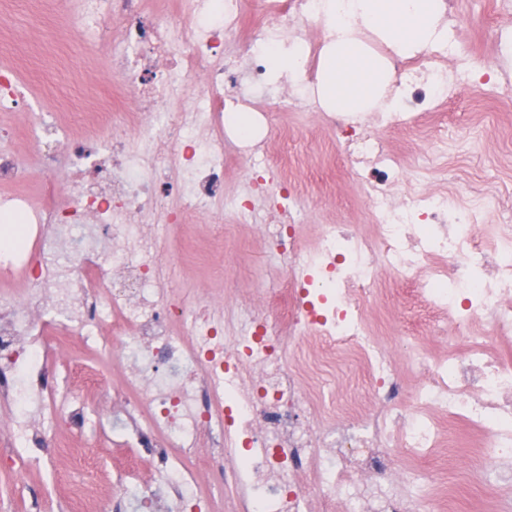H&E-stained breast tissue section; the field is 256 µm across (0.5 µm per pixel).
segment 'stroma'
Masks as SVG:
<instances>
[{"label": "stroma", "mask_w": 512, "mask_h": 512, "mask_svg": "<svg viewBox=\"0 0 512 512\" xmlns=\"http://www.w3.org/2000/svg\"><path fill=\"white\" fill-rule=\"evenodd\" d=\"M456 12L459 20L449 27L448 39L469 53L475 65L469 87L459 90L452 107L449 149H456L483 122L495 123L488 139L465 161L471 180L476 182L502 169L504 160L512 157V83L499 80L501 73L512 75V54L499 52L491 40L495 34L512 36V11H489L485 0H456ZM80 42L81 30L72 15L70 0H0V70L15 71L28 86L33 111L46 112L53 106L57 72H71L87 86L103 79L102 70L88 64L80 53ZM281 126L282 135L270 138L263 149L270 160L280 163L285 177L301 180L302 223L347 224L368 232L365 208L352 173L331 148L330 135L318 114L288 111ZM264 218L260 210L255 222L225 223L224 248L218 251L210 243L209 216L189 217L186 224L175 228L176 240L164 261L167 286L186 291L207 280L216 288L227 278L234 287L252 294L278 287L283 267L267 252L257 231L258 221ZM423 305L420 297L389 285L383 299L374 306V323L387 335L406 329L411 311ZM45 345L51 353L64 347L75 350L89 368L108 367L111 384L121 379V359L105 361L94 347L83 345L79 339L52 334L46 336ZM439 427L443 431L451 429V436L443 434L426 457L409 462L410 467L433 472L436 477L427 491L431 512H441L446 484L452 478L461 488V512H512V502L503 501L500 491L482 472L475 448L478 435L461 425L449 426L444 418ZM54 436L60 449L48 463L22 475L9 464L0 465V504L4 512H63V491L56 476L70 467L71 433L62 425L56 427ZM452 436L457 439L453 448L448 445ZM84 448L94 458L105 512H128L126 497L114 489L120 480L117 467L127 457V449L98 430L88 432Z\"/></svg>", "instance_id": "obj_1"}]
</instances>
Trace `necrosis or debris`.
<instances>
[{
    "instance_id": "obj_1",
    "label": "necrosis or debris",
    "mask_w": 512,
    "mask_h": 512,
    "mask_svg": "<svg viewBox=\"0 0 512 512\" xmlns=\"http://www.w3.org/2000/svg\"><path fill=\"white\" fill-rule=\"evenodd\" d=\"M259 23L243 30V5ZM319 0H74L88 24L107 18L120 41L99 35L86 57L123 74L136 111L102 104L95 88L61 96L49 112L23 118L29 164L0 150V400L15 411L11 440L27 466L42 463L58 422L81 429L82 403L57 405L38 336L80 337L124 357L112 419L135 460L162 462L158 486L130 498L132 512H415L413 472L395 460L433 447L437 415L481 438L488 477L512 462V226L500 223V189L486 181L464 193L434 191L404 177L383 127L419 130V112L468 79L467 68L439 67L440 50L398 61L399 112L357 121L345 112L321 120L355 173L373 232L326 224L307 230L301 196L268 163L261 145L277 130L274 106L249 113L247 131L229 113L247 96H265L263 46L320 20ZM196 81L193 108L176 100ZM234 137L250 163L248 190L231 202L249 220L256 201L274 218L262 237L288 278L280 315L244 306L230 332L216 314L220 288L197 302L162 288L164 231L206 214L224 195V142ZM179 180H171V172ZM37 180L38 199L13 184ZM413 283L440 318L445 358L419 340L418 386L403 393L396 351L373 327L368 306L394 282ZM302 353L289 359L291 342ZM347 374L364 388L336 398L326 382ZM218 478L196 485L186 460Z\"/></svg>"
}]
</instances>
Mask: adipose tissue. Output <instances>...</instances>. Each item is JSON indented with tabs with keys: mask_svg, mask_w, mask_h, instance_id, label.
I'll return each mask as SVG.
<instances>
[{
	"mask_svg": "<svg viewBox=\"0 0 512 512\" xmlns=\"http://www.w3.org/2000/svg\"><path fill=\"white\" fill-rule=\"evenodd\" d=\"M327 41L317 79L327 109L394 112L392 57H411L448 40L443 0H321ZM269 79L303 83L307 54L298 44L267 50Z\"/></svg>",
	"mask_w": 512,
	"mask_h": 512,
	"instance_id": "obj_1",
	"label": "adipose tissue"
}]
</instances>
